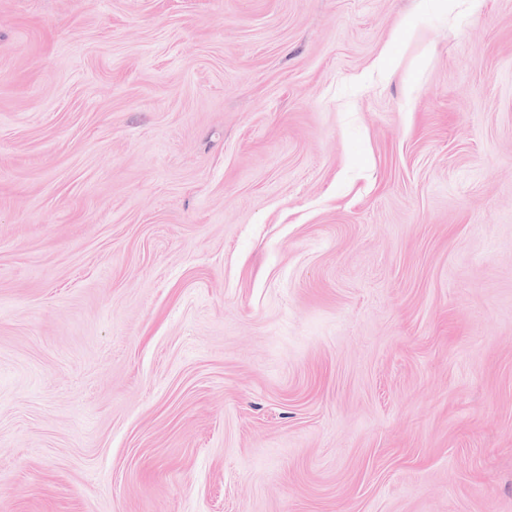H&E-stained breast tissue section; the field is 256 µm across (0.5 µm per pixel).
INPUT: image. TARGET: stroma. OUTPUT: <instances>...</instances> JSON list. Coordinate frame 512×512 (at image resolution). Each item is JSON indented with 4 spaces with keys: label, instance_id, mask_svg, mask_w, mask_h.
I'll use <instances>...</instances> for the list:
<instances>
[{
    "label": "stroma",
    "instance_id": "obj_1",
    "mask_svg": "<svg viewBox=\"0 0 512 512\" xmlns=\"http://www.w3.org/2000/svg\"><path fill=\"white\" fill-rule=\"evenodd\" d=\"M0 512H512V0H0Z\"/></svg>",
    "mask_w": 512,
    "mask_h": 512
}]
</instances>
